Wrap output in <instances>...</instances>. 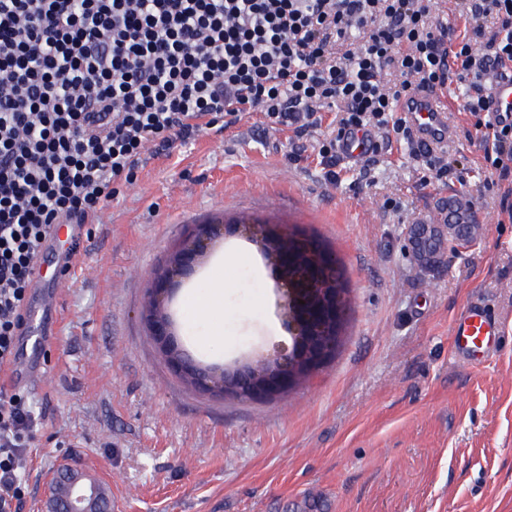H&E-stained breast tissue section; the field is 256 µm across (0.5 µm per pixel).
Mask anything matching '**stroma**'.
<instances>
[{
    "label": "stroma",
    "mask_w": 512,
    "mask_h": 512,
    "mask_svg": "<svg viewBox=\"0 0 512 512\" xmlns=\"http://www.w3.org/2000/svg\"><path fill=\"white\" fill-rule=\"evenodd\" d=\"M464 94L449 85L447 181L423 184L421 163L396 144L370 175L344 160L328 184L316 152L289 160L291 131L263 130L253 112L151 159L88 224L69 275L47 249L29 302L48 286L57 293L42 351L51 384L29 393L43 428L23 461L18 512H42L64 459L102 479L112 512H512V177L485 162ZM452 197L478 235L445 236L425 262L408 229ZM389 198L399 209L385 208ZM242 217L318 236L348 288L337 354L270 403L187 385L141 315L150 279L190 226ZM260 257L255 243L224 236L175 289L168 310L196 362H253L290 343L276 280L256 274ZM206 275L224 280L218 325L183 307ZM471 303L503 324L496 352L476 365L451 336Z\"/></svg>",
    "instance_id": "1"
}]
</instances>
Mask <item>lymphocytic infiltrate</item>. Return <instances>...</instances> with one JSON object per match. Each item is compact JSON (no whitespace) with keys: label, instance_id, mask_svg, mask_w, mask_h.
<instances>
[{"label":"lymphocytic infiltrate","instance_id":"lymphocytic-infiltrate-1","mask_svg":"<svg viewBox=\"0 0 512 512\" xmlns=\"http://www.w3.org/2000/svg\"><path fill=\"white\" fill-rule=\"evenodd\" d=\"M463 38L432 0H0V368L26 327L35 261L59 224H84L132 183L148 151L257 112L291 129V159L317 152L336 183L341 148L402 141L429 179L448 166L417 142L403 102L467 82L463 111L489 129L484 159L512 174V122L484 120L512 62V0H458ZM334 135L317 138L322 115ZM41 427L20 392L0 394V512L28 485Z\"/></svg>","mask_w":512,"mask_h":512}]
</instances>
